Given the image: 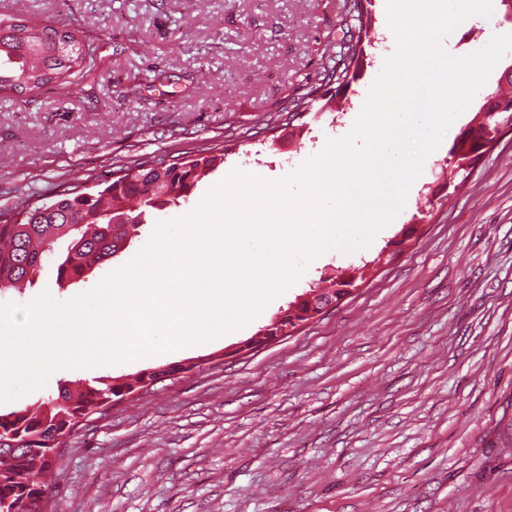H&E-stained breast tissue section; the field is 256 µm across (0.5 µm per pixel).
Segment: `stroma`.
Returning a JSON list of instances; mask_svg holds the SVG:
<instances>
[{
    "mask_svg": "<svg viewBox=\"0 0 512 512\" xmlns=\"http://www.w3.org/2000/svg\"><path fill=\"white\" fill-rule=\"evenodd\" d=\"M340 0H0L20 16L74 32L98 78L69 95L0 90V209L17 188L39 197L96 191L138 158L224 162L186 201L147 215L129 244L86 278L56 282L45 265L23 292L69 299L124 265L160 221L193 211L239 169L281 179L346 134L388 51L386 0H372L370 44L333 111L275 128L279 110L318 82L338 46ZM512 16L494 0L444 41L461 56ZM426 160L405 210L364 250L314 260L243 328L205 344L63 381L124 377L171 363L192 370L95 409L67 439L47 481L50 512H512V122L449 200L433 197L449 149L503 71ZM363 267L340 305L253 351L238 343L320 281Z\"/></svg>",
    "mask_w": 512,
    "mask_h": 512,
    "instance_id": "stroma-1",
    "label": "stroma"
}]
</instances>
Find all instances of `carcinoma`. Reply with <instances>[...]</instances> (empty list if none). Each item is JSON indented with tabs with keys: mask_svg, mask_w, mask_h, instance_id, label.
Returning <instances> with one entry per match:
<instances>
[{
	"mask_svg": "<svg viewBox=\"0 0 512 512\" xmlns=\"http://www.w3.org/2000/svg\"><path fill=\"white\" fill-rule=\"evenodd\" d=\"M366 16L363 0H343L340 23L347 26V39L339 59L333 65L323 64L322 82L292 103L285 126H292L297 115L328 95L331 85L339 90L355 80L350 69L360 60L362 42L369 37ZM95 72L93 51L70 31L31 25L19 17L0 19V86L20 92L71 90ZM504 103L512 104V91L500 86L481 106V118L454 138L448 171L453 189L459 187V162L478 160L484 154L486 136L500 133L489 114ZM223 163L224 151L216 153L210 148L196 158L168 164L140 158L89 197L64 189L48 203L28 206L15 220L9 210L1 211L0 292L21 290L25 282L34 281L47 261L57 264L61 284L83 278L123 248L130 235L137 234L146 211L178 205ZM355 280L350 275L322 292L312 288L315 298L286 309L282 325L296 328V321L321 308L323 299L354 286ZM140 381L139 374L129 381L110 376L98 377L92 384L72 381L33 409L0 410V512H40L36 494L42 492V483L38 479L48 476L52 467L45 460L47 449L56 447L58 438L72 434L93 409L122 399Z\"/></svg>",
	"mask_w": 512,
	"mask_h": 512,
	"instance_id": "1",
	"label": "carcinoma"
}]
</instances>
